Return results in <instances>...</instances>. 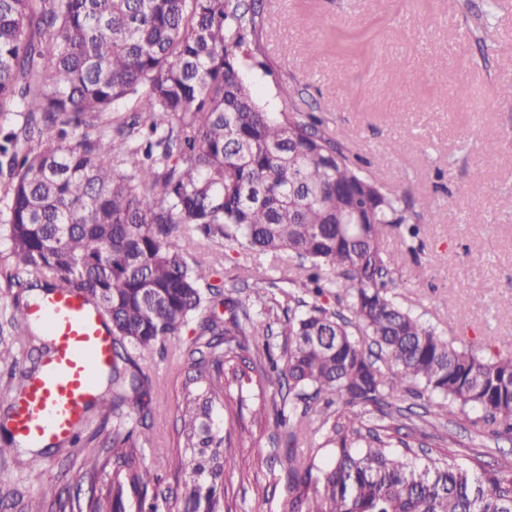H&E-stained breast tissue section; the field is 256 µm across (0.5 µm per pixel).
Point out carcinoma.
I'll return each instance as SVG.
<instances>
[{"label":"carcinoma","mask_w":512,"mask_h":512,"mask_svg":"<svg viewBox=\"0 0 512 512\" xmlns=\"http://www.w3.org/2000/svg\"><path fill=\"white\" fill-rule=\"evenodd\" d=\"M266 24L262 0H0V113L21 118L0 125V233L29 289L82 292L111 323L112 378L95 381L87 408L115 419L148 407L149 381L128 348L150 354L194 321L175 462L190 471L163 496L170 512H233L224 475L244 472L230 448L254 388V425L272 411L288 427V482L314 492L288 512H512V460L491 466L477 448L463 459L452 435L401 406L442 399L511 438L512 356L485 361L396 302L382 233L414 240L422 214L297 109L300 90L288 110L264 111L240 63L265 53ZM187 231L295 255L303 295L270 297L269 280L242 299L234 284L208 283ZM332 288L336 305L322 304ZM259 335L266 365L251 354L248 337ZM374 355L400 371L384 375ZM217 406L222 429L211 423ZM308 428L312 447L301 448ZM138 439L119 423L109 456L86 457L91 478L112 466L87 512L131 501L159 512V478Z\"/></svg>","instance_id":"obj_1"}]
</instances>
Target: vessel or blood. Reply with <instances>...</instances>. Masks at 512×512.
<instances>
[{"instance_id":"b4317fda","label":"vessel or blood","mask_w":512,"mask_h":512,"mask_svg":"<svg viewBox=\"0 0 512 512\" xmlns=\"http://www.w3.org/2000/svg\"><path fill=\"white\" fill-rule=\"evenodd\" d=\"M26 317L46 322L53 343L41 372L11 395L15 433L37 444L69 435L95 393L96 373L112 362V338L101 314L75 291L49 293Z\"/></svg>"}]
</instances>
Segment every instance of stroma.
Masks as SVG:
<instances>
[{
    "label": "stroma",
    "instance_id": "obj_1",
    "mask_svg": "<svg viewBox=\"0 0 512 512\" xmlns=\"http://www.w3.org/2000/svg\"><path fill=\"white\" fill-rule=\"evenodd\" d=\"M466 1L475 12H489L488 32L468 28ZM263 6L273 70L251 60L242 65L261 105L282 111L286 90L306 87L300 107L322 117L362 158L365 176L410 197L416 210L437 212L423 221L416 251L397 230L383 233V247L405 279L398 302L481 358L512 353V100L501 93L512 81V0H263ZM360 30L373 37L364 56L337 50L341 35ZM208 252L216 282L250 281L259 271L286 284L297 277L284 252L218 244ZM12 263L11 244L0 237V394L20 372L14 338L23 326L11 313L28 277L14 273ZM473 296L481 306L470 304ZM192 338L183 328L165 350L136 359L154 386L145 417L151 436L138 446L145 465L171 482L174 468L155 451L178 445L182 364ZM471 419L452 406L433 422L463 445L482 446L489 463L512 458V441L477 436ZM286 436L272 420L261 447L243 449L251 460L247 474L224 479L237 512H288L298 490L272 459ZM85 456L79 447L1 456L0 512H22L43 484L61 489L65 512H85L92 493Z\"/></svg>",
    "mask_w": 512,
    "mask_h": 512
}]
</instances>
